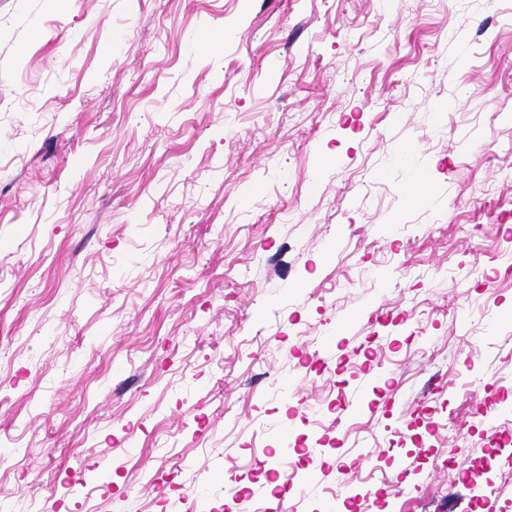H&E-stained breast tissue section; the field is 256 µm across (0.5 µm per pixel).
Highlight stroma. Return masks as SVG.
I'll use <instances>...</instances> for the list:
<instances>
[{
	"label": "stroma",
	"mask_w": 512,
	"mask_h": 512,
	"mask_svg": "<svg viewBox=\"0 0 512 512\" xmlns=\"http://www.w3.org/2000/svg\"><path fill=\"white\" fill-rule=\"evenodd\" d=\"M511 256L512 0H0V512H512Z\"/></svg>",
	"instance_id": "1"
}]
</instances>
